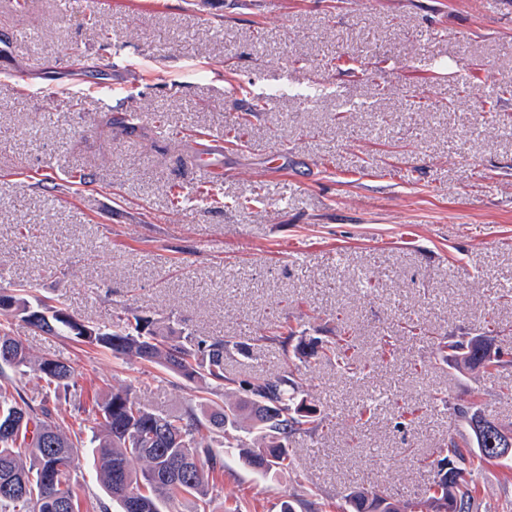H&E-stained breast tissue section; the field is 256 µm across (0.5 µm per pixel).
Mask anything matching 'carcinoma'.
<instances>
[{"instance_id":"1","label":"carcinoma","mask_w":512,"mask_h":512,"mask_svg":"<svg viewBox=\"0 0 512 512\" xmlns=\"http://www.w3.org/2000/svg\"><path fill=\"white\" fill-rule=\"evenodd\" d=\"M0 303V512H108L87 500L78 479V461L91 462L96 478L121 512H163L192 497L197 512H207L209 487L224 477V454L238 455L260 471L292 464L290 439L323 427L317 409L306 404L293 372L246 378L224 374V356L239 349L232 336H197L176 331L168 320L126 311L113 315L110 326L97 327L68 312L59 298L31 303L24 287L10 288ZM18 318L53 336H65L104 348L116 359L135 357L162 366L194 386L203 397L177 412L157 410L126 387H112L95 397L92 407L74 403L75 420L91 433L89 441L71 430L65 416L50 405L51 394L77 389L78 373L64 358H38L9 330ZM289 324L271 334L295 342L299 360L321 358L357 375L361 366L337 342L318 345L296 337ZM440 350L461 373L512 367V352L496 347L489 336L443 338ZM12 374H7L5 369ZM37 384L27 387L25 378ZM497 436L483 442L448 436L439 449L436 478L427 497L400 502L381 486L357 488L336 504L339 512H512L483 502L476 472L485 464L512 470V456L500 457ZM144 463L132 470L131 460Z\"/></svg>"}]
</instances>
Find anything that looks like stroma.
<instances>
[{"label":"stroma","instance_id":"obj_1","mask_svg":"<svg viewBox=\"0 0 512 512\" xmlns=\"http://www.w3.org/2000/svg\"><path fill=\"white\" fill-rule=\"evenodd\" d=\"M14 28L28 88L0 75L6 281L99 326L126 309L235 337L224 366L240 375L286 370L275 322L350 333L363 374L300 367L325 425L292 438V470L225 457L212 512H280L306 493L311 512H336L373 484L420 499L466 431L448 404L512 422V369L471 377L437 351L484 331L512 350V0H0V33ZM269 93L207 184L201 135ZM129 114L134 128L109 126ZM256 190L260 204L225 207ZM13 330L73 363L85 403L115 385L168 410L196 396L160 366Z\"/></svg>","mask_w":512,"mask_h":512}]
</instances>
